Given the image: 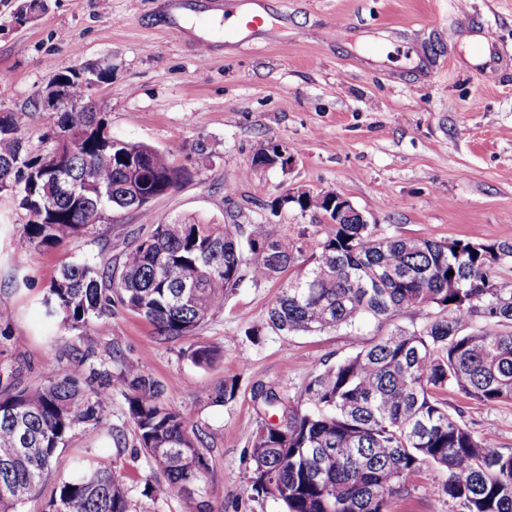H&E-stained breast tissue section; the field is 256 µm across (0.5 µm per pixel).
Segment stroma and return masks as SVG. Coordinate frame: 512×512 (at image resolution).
Returning a JSON list of instances; mask_svg holds the SVG:
<instances>
[{"instance_id": "35a3bbf8", "label": "stroma", "mask_w": 512, "mask_h": 512, "mask_svg": "<svg viewBox=\"0 0 512 512\" xmlns=\"http://www.w3.org/2000/svg\"><path fill=\"white\" fill-rule=\"evenodd\" d=\"M19 0H0V112L28 111L25 138L37 146L49 115L34 110L52 77L79 64L110 69L96 92L115 138L141 142L200 168L198 177L155 201L120 210L61 248L20 239L28 217L0 193V380L24 387L75 364L86 343L140 361L169 406L194 413L207 446L210 512H282L250 488V444L267 421L258 392L296 399L315 370L377 341L393 327L420 324L403 313L323 333L267 327L279 280L244 283L224 310L193 335L160 339L121 305L86 331L47 321L42 298L63 265L119 267L152 216L217 224L263 222L313 250L330 227L290 195L332 189L378 230L402 237L512 246V0H242L263 27L226 47L224 0H48L45 14L15 22ZM496 63L494 80L483 68ZM262 143L287 147L286 166L257 169ZM232 196H225V186ZM260 328L251 340L250 328ZM220 349L214 366L188 353ZM236 380L235 398L211 404L214 388ZM469 427L512 448V403L494 407L448 393ZM119 448L102 441L136 512H189L182 497L144 493L157 472L135 452L125 397L112 394ZM391 512H454L427 479L393 499Z\"/></svg>"}]
</instances>
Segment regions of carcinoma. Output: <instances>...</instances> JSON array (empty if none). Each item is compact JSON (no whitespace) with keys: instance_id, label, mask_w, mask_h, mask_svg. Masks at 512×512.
Returning a JSON list of instances; mask_svg holds the SVG:
<instances>
[{"instance_id":"cac0c4a2","label":"carcinoma","mask_w":512,"mask_h":512,"mask_svg":"<svg viewBox=\"0 0 512 512\" xmlns=\"http://www.w3.org/2000/svg\"><path fill=\"white\" fill-rule=\"evenodd\" d=\"M28 124L26 111L0 112V191L13 193L29 215L20 237L34 249L64 246L113 210L131 208L133 187L163 197L196 174L143 143L112 148V131L97 112L57 113L34 149L25 147ZM335 198L327 190L284 202L325 213ZM510 257L512 246L402 238L356 216L333 225L307 255L301 238L275 239L269 224H250L245 232L236 223L157 214L120 270L68 264L42 306L47 319L60 315L82 330L117 302L164 339L190 336L223 312L224 299L245 281L257 285L292 270L268 310L267 325L286 335L420 313L413 329L394 330L316 370L295 403L271 388L261 392L283 426L257 428L250 487L284 512H390L392 498L426 470L457 512H512V448L472 431L444 398L453 390L482 406L512 402V285L493 274ZM219 357L210 346L189 354L200 367ZM93 358L87 347L73 369L39 385L0 389V512H18L41 493L76 431L123 444L109 424L114 380L137 448L162 475L148 495L203 497L210 464L194 414L163 403L159 382L121 354L112 357L118 375L95 369L101 384L86 389L81 366ZM236 389V381L224 382L212 403L233 400ZM44 512H133V505L112 459L85 448Z\"/></svg>"}]
</instances>
